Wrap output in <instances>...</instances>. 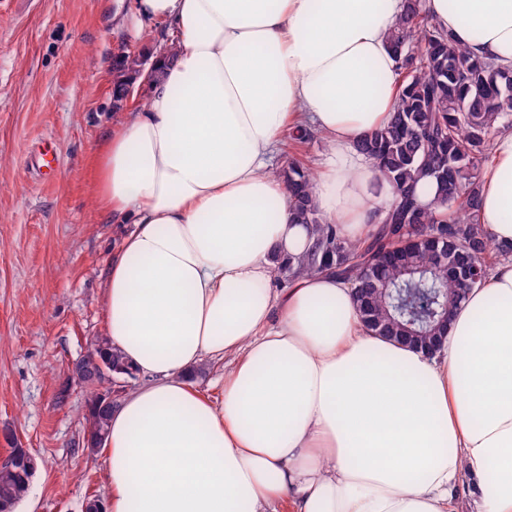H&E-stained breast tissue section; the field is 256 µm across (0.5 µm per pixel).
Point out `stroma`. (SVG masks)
Wrapping results in <instances>:
<instances>
[{
	"instance_id": "stroma-1",
	"label": "stroma",
	"mask_w": 512,
	"mask_h": 512,
	"mask_svg": "<svg viewBox=\"0 0 512 512\" xmlns=\"http://www.w3.org/2000/svg\"><path fill=\"white\" fill-rule=\"evenodd\" d=\"M169 40L167 23L135 26L122 0H0V458L18 446L37 461L15 512H86L106 495L104 457L82 446L88 395L72 377L107 332L119 231L95 206L91 165L120 118L115 57L146 65Z\"/></svg>"
}]
</instances>
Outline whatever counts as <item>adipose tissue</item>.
<instances>
[{
	"label": "adipose tissue",
	"instance_id": "1",
	"mask_svg": "<svg viewBox=\"0 0 512 512\" xmlns=\"http://www.w3.org/2000/svg\"><path fill=\"white\" fill-rule=\"evenodd\" d=\"M404 4L132 0L176 51L95 161L98 207L130 227L107 337L141 379L102 446L103 512H512V258L432 356L367 331L334 273L271 286L313 245L271 172L287 128L325 142L313 197L350 239L394 196L353 143L391 118ZM423 5L472 55L512 65V0ZM480 196L478 223L512 247V130ZM208 361L224 365L213 398L193 379Z\"/></svg>",
	"mask_w": 512,
	"mask_h": 512
}]
</instances>
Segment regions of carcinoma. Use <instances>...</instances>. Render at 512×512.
I'll use <instances>...</instances> for the list:
<instances>
[{
    "mask_svg": "<svg viewBox=\"0 0 512 512\" xmlns=\"http://www.w3.org/2000/svg\"><path fill=\"white\" fill-rule=\"evenodd\" d=\"M398 64L400 88L390 122L360 137L355 148L391 183L394 197L361 242L337 224L322 222L314 204L313 176L290 164L283 172L295 219L311 227L313 249L275 270L278 282L331 271L349 281L359 315L379 336L407 329L432 334V320H413L401 301L407 288L432 299L437 310H453L486 279V257L498 251L486 229L472 222L480 205V174L495 134L512 128V67L474 58L448 31L433 24L422 0H407L388 37ZM139 61L120 56L113 67L115 107ZM430 179L436 197L420 204L416 185ZM102 360L133 377L123 355L98 336L82 356L74 378L90 393L84 445L103 444L113 405L101 406L109 382L92 380L85 368ZM34 469L18 462L0 469V512H12L26 496Z\"/></svg>",
    "mask_w": 512,
    "mask_h": 512,
    "instance_id": "1",
    "label": "carcinoma"
}]
</instances>
